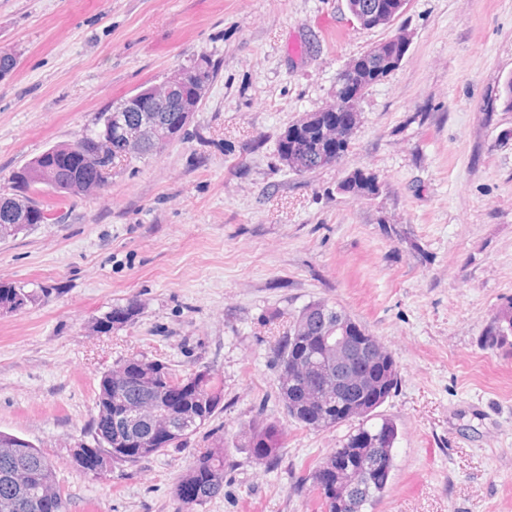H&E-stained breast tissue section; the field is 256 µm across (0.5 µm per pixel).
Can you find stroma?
I'll list each match as a JSON object with an SVG mask.
<instances>
[{"label":"stroma","instance_id":"obj_1","mask_svg":"<svg viewBox=\"0 0 512 512\" xmlns=\"http://www.w3.org/2000/svg\"><path fill=\"white\" fill-rule=\"evenodd\" d=\"M404 30L400 65L364 89L335 164L297 174L284 130L332 103L338 74ZM0 191L98 112L206 54L219 74L187 139L123 163L89 197L0 241V282L39 298L0 311V431L57 464L70 512H175L199 444L105 477L70 463L102 373L141 355L224 385L222 497L195 512H320L310 468L348 432L292 423L270 347L293 315L339 303L388 347L398 391L394 468L372 512H512V354L481 346L512 298V0H409L366 29L346 0H0ZM356 170L370 196L342 192ZM137 300L134 323L95 318ZM279 424L271 469L244 448L255 415Z\"/></svg>","mask_w":512,"mask_h":512}]
</instances>
